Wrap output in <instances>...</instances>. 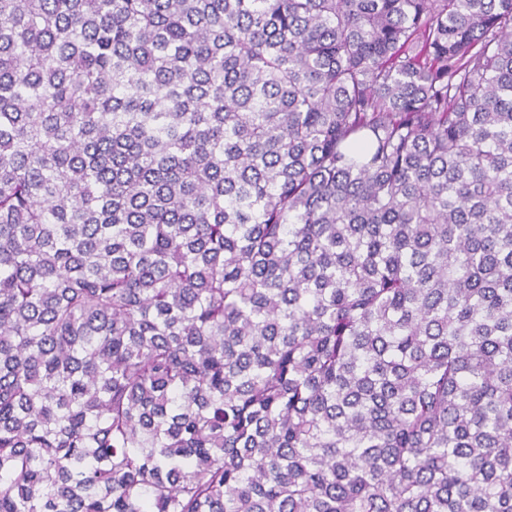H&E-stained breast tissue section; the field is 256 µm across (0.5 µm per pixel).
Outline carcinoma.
Instances as JSON below:
<instances>
[{
    "mask_svg": "<svg viewBox=\"0 0 512 512\" xmlns=\"http://www.w3.org/2000/svg\"><path fill=\"white\" fill-rule=\"evenodd\" d=\"M0 512H512V0H0Z\"/></svg>",
    "mask_w": 512,
    "mask_h": 512,
    "instance_id": "carcinoma-1",
    "label": "carcinoma"
}]
</instances>
